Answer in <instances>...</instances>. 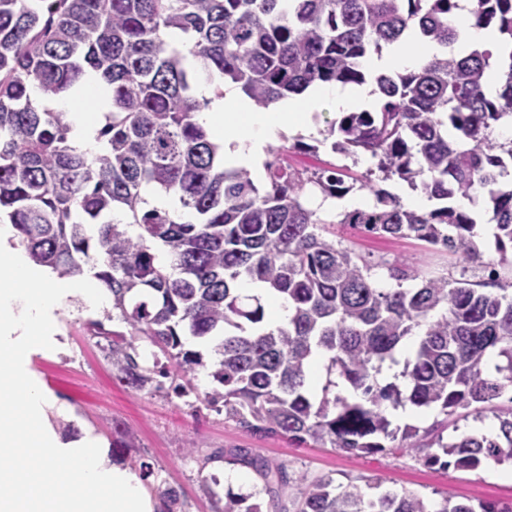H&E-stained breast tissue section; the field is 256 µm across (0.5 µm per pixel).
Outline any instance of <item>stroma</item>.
I'll return each mask as SVG.
<instances>
[{
    "instance_id": "stroma-1",
    "label": "stroma",
    "mask_w": 512,
    "mask_h": 512,
    "mask_svg": "<svg viewBox=\"0 0 512 512\" xmlns=\"http://www.w3.org/2000/svg\"><path fill=\"white\" fill-rule=\"evenodd\" d=\"M344 245L374 262V278L380 287H392L386 264L401 261L412 268L437 266L456 271L460 259L434 254L412 238L367 237L356 230L338 227ZM71 307L58 317L53 349L32 351L25 364L27 374L43 390L45 428L62 437L71 427L73 442L95 439L102 451H109L117 429L134 432L135 441L122 464L124 470L138 473L141 463H150L152 475L143 487L153 512H161L157 487H178L185 512H211L212 493L246 492L260 479L250 468L207 463L209 454L249 448L273 464L284 466L291 482L282 494L283 503L296 496L302 480L332 477L336 482L367 486L381 479L397 492L419 495L437 502L444 491H453L459 500H493L512 503V480L499 476L500 464L488 460L475 470L435 471L427 468L418 452L353 455L314 443L298 444L284 437H266L238 428L234 422L209 410L193 412L173 391L149 393L134 391L112 377V365L103 352L104 341L95 337L90 321L103 320L107 330H121L120 322L104 321L103 311H88L85 303L71 299ZM244 475V482L231 484L230 473ZM219 485H212V478Z\"/></svg>"
}]
</instances>
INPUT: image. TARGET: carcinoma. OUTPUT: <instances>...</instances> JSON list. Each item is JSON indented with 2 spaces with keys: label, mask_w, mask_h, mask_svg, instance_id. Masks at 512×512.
Here are the masks:
<instances>
[{
  "label": "carcinoma",
  "mask_w": 512,
  "mask_h": 512,
  "mask_svg": "<svg viewBox=\"0 0 512 512\" xmlns=\"http://www.w3.org/2000/svg\"><path fill=\"white\" fill-rule=\"evenodd\" d=\"M457 0H0V220L14 225L30 258L61 276L92 273L112 296L106 319L92 322L107 342L112 377L135 391L194 396L243 430L296 443L312 440L355 455L409 452L419 430L393 425L407 405L463 410L498 420L491 435L464 434L424 448L429 468L474 470L484 459L512 461V409L492 401L512 386V187L500 177L512 162V52L499 89L484 91L492 52L458 57L450 19ZM478 27L494 26L512 43V0H476ZM438 44L416 72L373 76L372 111L333 122L331 150L376 159L352 177L346 166L300 172L275 152L268 185L244 167L224 165L220 146L195 120L207 106L195 87L219 75L259 107L310 85L362 84L363 60L401 39L408 25ZM180 31V47L164 38ZM108 86L89 152L69 139L66 113L48 103L77 93L88 73ZM39 89L45 104L33 100ZM452 126L466 144L448 141ZM394 178L438 202L410 210L381 184ZM311 184L329 197L368 190L376 203L340 214L339 223L372 235L413 238L430 251L461 258L459 276L387 266L395 287L380 288L374 265L329 236L302 195ZM150 185L174 196L185 221L146 208ZM487 200L498 260L484 261L477 222L448 204L455 195ZM249 280L261 291L245 295ZM420 281L406 288L407 281ZM292 306L288 322L269 326L265 296ZM215 338L213 386L199 394L188 375L206 367L182 337ZM418 337L412 356L397 354ZM157 348L152 366L136 342ZM325 362L314 401L306 373ZM403 364L385 385L384 365ZM252 468L262 486L231 491L217 512H262V496L286 486L288 472L238 448L227 458ZM163 512H178L181 494L160 491ZM294 512H512L496 501H460L450 491L436 506L414 494L371 495L330 477L305 484Z\"/></svg>",
  "instance_id": "cac0c4a2"
}]
</instances>
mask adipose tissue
Wrapping results in <instances>:
<instances>
[{"instance_id":"adipose-tissue-1","label":"adipose tissue","mask_w":512,"mask_h":512,"mask_svg":"<svg viewBox=\"0 0 512 512\" xmlns=\"http://www.w3.org/2000/svg\"><path fill=\"white\" fill-rule=\"evenodd\" d=\"M472 0H459L454 26L457 40L453 51L459 55L478 47L501 50L495 28L477 27L471 21ZM439 48L414 35L403 37L379 54L368 56L365 67L381 73L397 70L403 73L420 69ZM197 97L208 99L209 106L197 115L212 137L224 146V162L232 167L250 168L255 178L264 175L263 157L267 146L283 132H309L312 116L321 99L333 100L337 111L351 112L370 108L376 98L373 85L315 84L302 93L289 96L268 107L256 106L236 85L224 87L222 97H214L211 84L202 82L195 89Z\"/></svg>"}]
</instances>
